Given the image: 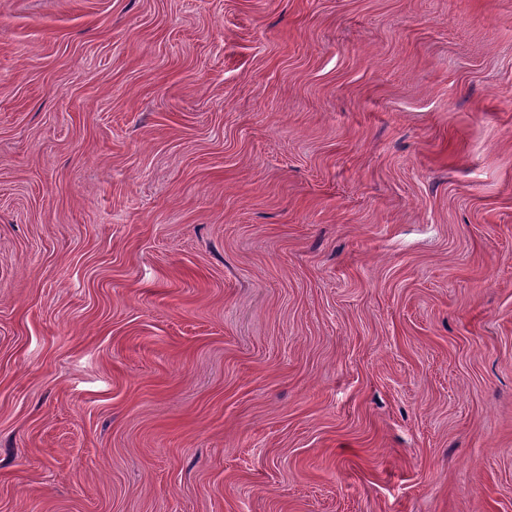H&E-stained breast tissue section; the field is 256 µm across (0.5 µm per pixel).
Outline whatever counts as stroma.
Returning <instances> with one entry per match:
<instances>
[{
    "instance_id": "obj_1",
    "label": "stroma",
    "mask_w": 512,
    "mask_h": 512,
    "mask_svg": "<svg viewBox=\"0 0 512 512\" xmlns=\"http://www.w3.org/2000/svg\"><path fill=\"white\" fill-rule=\"evenodd\" d=\"M0 512H512V0H0Z\"/></svg>"
}]
</instances>
